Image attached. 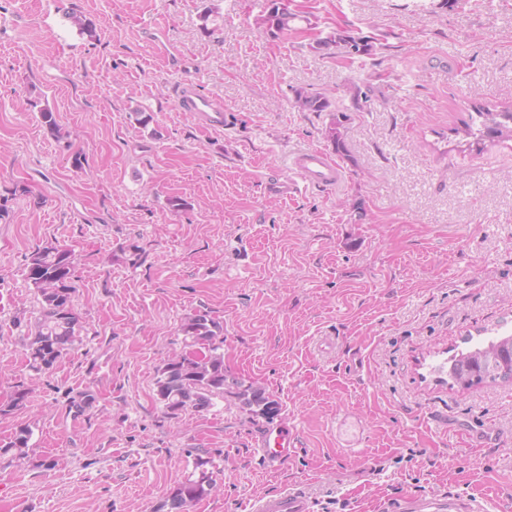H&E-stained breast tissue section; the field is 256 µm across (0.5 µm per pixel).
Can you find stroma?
<instances>
[{
  "label": "stroma",
  "instance_id": "35a3bbf8",
  "mask_svg": "<svg viewBox=\"0 0 512 512\" xmlns=\"http://www.w3.org/2000/svg\"><path fill=\"white\" fill-rule=\"evenodd\" d=\"M269 9L0 0V402L29 391L0 415V446L32 431L0 455V512H168L200 473L192 448L215 488L187 512H250L291 487L313 512L410 494L512 512V382L466 390L439 369L512 334V140L456 132L475 103L512 106V0H292L284 32ZM339 30L372 53L316 49ZM184 83L223 103V128L180 111ZM298 88L340 111L345 152ZM305 148L333 156L342 185L273 194ZM50 245L74 252L82 330L36 372L26 267ZM200 310L224 328L225 370L278 401L273 419L228 397L166 415L157 369ZM282 425L296 451L270 470L261 439ZM295 101L299 108L307 112H336L331 109V102L325 94L309 93L305 90L295 92Z\"/></svg>",
  "mask_w": 512,
  "mask_h": 512
}]
</instances>
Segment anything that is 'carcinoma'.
<instances>
[{
	"label": "carcinoma",
	"instance_id": "1",
	"mask_svg": "<svg viewBox=\"0 0 512 512\" xmlns=\"http://www.w3.org/2000/svg\"><path fill=\"white\" fill-rule=\"evenodd\" d=\"M317 48L344 47L350 54H368L372 45L368 40L355 38L344 32L319 39ZM299 108L307 112H329L331 102L322 93L295 92ZM480 124L464 123L463 134L476 145L487 139L512 134V110L493 112L484 105L473 106ZM325 137L339 153L345 152L342 124L331 119L325 128ZM72 253L57 247H45L34 252L27 265L26 277L41 297V317L30 343V364L35 371L50 369L75 343L80 319L72 305L75 288L71 285ZM184 341L195 350L168 359L157 369V395L166 414L175 416L188 409L196 412L213 406L216 397H231L241 409L253 416L271 419L278 414L279 404L261 387L246 385L224 371L223 328L206 313L188 317L180 328ZM448 377L464 389L486 381L512 379V334L493 336L467 352L448 358ZM195 455V467L200 476L188 479L175 487L168 496L170 512H185V508L210 494L213 481L202 467L209 460Z\"/></svg>",
	"mask_w": 512,
	"mask_h": 512
}]
</instances>
